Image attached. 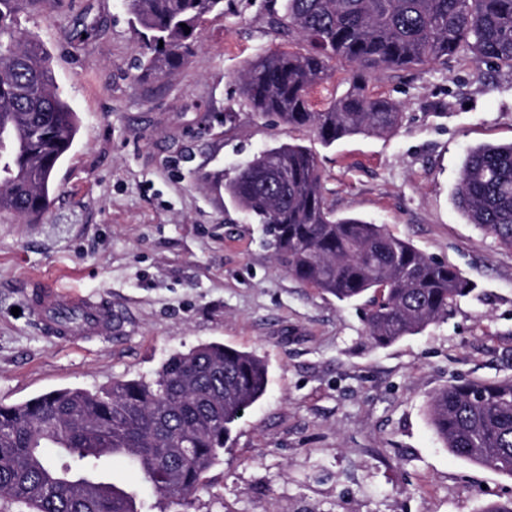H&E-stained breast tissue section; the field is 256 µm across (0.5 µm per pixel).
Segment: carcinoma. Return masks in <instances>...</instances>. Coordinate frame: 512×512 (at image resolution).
<instances>
[{
	"instance_id": "carcinoma-1",
	"label": "carcinoma",
	"mask_w": 512,
	"mask_h": 512,
	"mask_svg": "<svg viewBox=\"0 0 512 512\" xmlns=\"http://www.w3.org/2000/svg\"><path fill=\"white\" fill-rule=\"evenodd\" d=\"M20 2L0 0V215L36 223L50 207L54 171L73 145L78 116L55 90L45 49L13 26ZM126 7L141 28V68L156 76L183 67L202 21L224 15V0H126ZM272 22L309 49L246 62L242 93L253 111L312 128L327 146L398 127L400 106L368 95L364 73L462 51L512 68V0H285ZM337 57L355 68L350 88L315 110L310 94L331 79ZM224 193L263 225L266 247L291 277L340 301L373 291L365 324L375 347L440 321L470 293L457 269L382 226L336 217L317 159L300 143L260 151ZM455 203L470 223L512 246V143L467 154ZM269 382L263 358L212 342L170 354L149 378L0 404V512H140L137 493L104 472L114 457L126 458L155 494L186 507L222 461L238 412L260 401ZM429 413L454 456L512 477V377L450 384L432 396ZM48 448L65 462L56 464Z\"/></svg>"
}]
</instances>
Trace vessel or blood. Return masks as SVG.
I'll list each match as a JSON object with an SVG mask.
<instances>
[{"instance_id":"b4317fda","label":"vessel or blood","mask_w":512,"mask_h":512,"mask_svg":"<svg viewBox=\"0 0 512 512\" xmlns=\"http://www.w3.org/2000/svg\"><path fill=\"white\" fill-rule=\"evenodd\" d=\"M27 303L46 333L59 340L80 336L87 340H108L116 327L112 303L103 297L65 296L33 281Z\"/></svg>"}]
</instances>
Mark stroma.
Listing matches in <instances>:
<instances>
[{
    "label": "stroma",
    "mask_w": 512,
    "mask_h": 512,
    "mask_svg": "<svg viewBox=\"0 0 512 512\" xmlns=\"http://www.w3.org/2000/svg\"><path fill=\"white\" fill-rule=\"evenodd\" d=\"M15 19L47 50L79 130L42 219L0 218V403L99 390L217 341L265 359L270 383L189 512H481L512 499V477L453 456L428 413L449 383L512 377V247L454 204L469 149L512 143V68L460 53L369 75V94L399 103L400 126L327 146L240 93L247 61L307 47L273 30L266 0H224L188 63L161 79L138 67L124 0H24ZM288 142L315 153L337 217L461 272L472 291L447 319L375 348L367 299L337 300L276 266L224 183ZM34 278L108 297L121 333L47 337L27 308ZM109 469L142 512H169L125 459Z\"/></svg>",
    "instance_id": "35a3bbf8"
}]
</instances>
